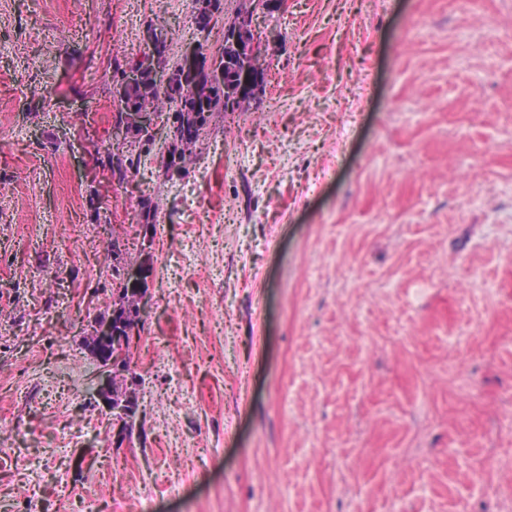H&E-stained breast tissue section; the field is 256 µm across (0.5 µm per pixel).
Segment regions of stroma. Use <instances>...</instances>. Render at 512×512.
Segmentation results:
<instances>
[{
    "label": "stroma",
    "mask_w": 512,
    "mask_h": 512,
    "mask_svg": "<svg viewBox=\"0 0 512 512\" xmlns=\"http://www.w3.org/2000/svg\"><path fill=\"white\" fill-rule=\"evenodd\" d=\"M243 7L0 0V512H512V0H283L185 171L91 172L144 21L209 65ZM114 234L153 243L120 448ZM121 311V302L118 299L112 305V309L108 311V314L101 318L100 316L96 317L91 321V336L89 341V349L97 361L100 372H101V381L98 386L95 388V396L104 404V406L112 413L113 420L118 423V425H122L121 437L126 435V431L132 429L134 425V417H133V408H131L129 397H121V400L114 398L112 396V387L115 388L117 392H121L122 394L127 393V385L125 391H121L124 382L126 379L121 380V384L117 381V376L121 374H115L112 377V367L118 363H125L131 368V361H129V355L127 354L125 348V341L123 336H128L126 332L127 324L119 321H113V329L116 333V336H112V319L115 318ZM112 343L114 347V351L112 353ZM106 345L111 348L110 354L107 356H103L101 354V346Z\"/></svg>",
    "instance_id": "1"
}]
</instances>
